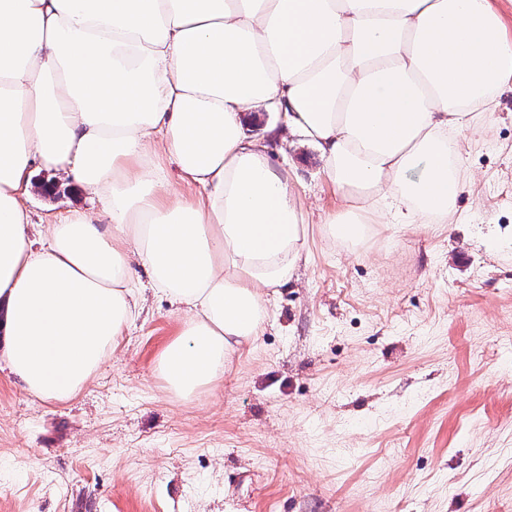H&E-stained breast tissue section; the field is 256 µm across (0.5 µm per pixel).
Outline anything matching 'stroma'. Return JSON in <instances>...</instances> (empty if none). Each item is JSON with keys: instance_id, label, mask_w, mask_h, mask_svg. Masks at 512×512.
I'll use <instances>...</instances> for the list:
<instances>
[{"instance_id": "35a3bbf8", "label": "stroma", "mask_w": 512, "mask_h": 512, "mask_svg": "<svg viewBox=\"0 0 512 512\" xmlns=\"http://www.w3.org/2000/svg\"><path fill=\"white\" fill-rule=\"evenodd\" d=\"M308 206L310 254L264 330L195 398L156 370L183 314L153 290L70 400L0 369V512H512V92L462 136V224H377L349 248L318 147L270 139ZM29 205L85 207L74 182Z\"/></svg>"}]
</instances>
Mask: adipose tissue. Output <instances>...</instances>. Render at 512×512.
Listing matches in <instances>:
<instances>
[{"mask_svg":"<svg viewBox=\"0 0 512 512\" xmlns=\"http://www.w3.org/2000/svg\"><path fill=\"white\" fill-rule=\"evenodd\" d=\"M512 89L492 0H0V334L26 390L64 402L142 305L134 264L180 305L159 356L188 400L252 346L269 292L309 255L307 209L244 130L315 142L339 200L332 234L455 224L468 182L450 145ZM197 194L171 191L165 159ZM76 181L34 248L33 173Z\"/></svg>","mask_w":512,"mask_h":512,"instance_id":"obj_1","label":"adipose tissue"}]
</instances>
